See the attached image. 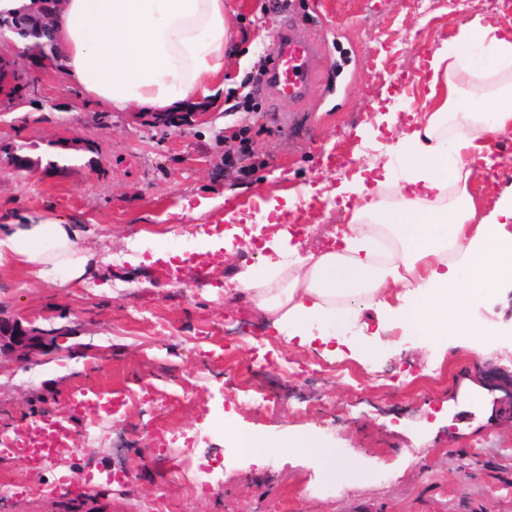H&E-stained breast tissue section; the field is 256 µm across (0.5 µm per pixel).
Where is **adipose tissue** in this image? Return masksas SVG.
<instances>
[{
	"label": "adipose tissue",
	"mask_w": 512,
	"mask_h": 512,
	"mask_svg": "<svg viewBox=\"0 0 512 512\" xmlns=\"http://www.w3.org/2000/svg\"><path fill=\"white\" fill-rule=\"evenodd\" d=\"M53 33L71 86L108 112H170L224 87V0H65ZM458 39L484 42L501 66L512 64V37L494 20L462 23ZM460 66L457 52L441 48L432 56L431 108L394 146L406 172L396 201L356 183L359 202L342 232L343 249L305 251L281 229L267 243L264 264L238 275L239 292L287 340L329 343L322 326L335 313L371 308L380 321H409L435 345L485 353L469 307L474 296L512 281V235L502 224L512 220V197L481 215V200L468 191L470 160L512 135V85L485 97L460 95L452 79ZM87 232L52 219L7 221L0 224V269L17 267L54 286L81 280Z\"/></svg>",
	"instance_id": "adipose-tissue-1"
}]
</instances>
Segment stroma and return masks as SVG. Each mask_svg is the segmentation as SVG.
Masks as SVG:
<instances>
[{"label": "stroma", "mask_w": 512, "mask_h": 512, "mask_svg": "<svg viewBox=\"0 0 512 512\" xmlns=\"http://www.w3.org/2000/svg\"><path fill=\"white\" fill-rule=\"evenodd\" d=\"M225 89L187 103L199 120L151 126L128 112L101 115L66 76L42 74L21 105L0 112V140L43 157L55 140L77 141L65 169L21 171L0 160V222L17 215L88 224L90 271L56 288L0 272V318L72 330L60 351L27 362L0 353V435L50 412L71 415L77 389L125 401L82 440L88 415L71 416L69 446L47 467L0 466L16 494L5 512H150L159 496L175 512H512V285L475 298L472 321L496 340L477 357L426 344L408 326L383 333L372 367L277 338L235 286L260 254L235 240L231 256L208 236L242 218L262 237L312 224L308 237L341 224L336 194L371 169L377 196L396 195L404 177L393 145L429 107V61L461 23L483 14L512 32V12L490 0H230ZM320 46L306 100L274 99L259 66L286 22ZM345 62L341 87L331 62ZM343 147L348 166L321 164ZM494 176L476 170L471 192L487 203L512 192V137L499 140ZM236 157L237 165L225 163ZM312 186L282 214L276 193ZM231 194L229 206L198 215L200 199ZM179 257L171 284L157 248ZM210 253V279L194 256ZM309 437L316 451L239 454L231 437ZM209 480L212 490L196 485Z\"/></svg>", "instance_id": "stroma-1"}]
</instances>
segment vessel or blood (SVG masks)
I'll list each match as a JSON object with an SVG mask.
<instances>
[{"label":"vessel or blood","mask_w":512,"mask_h":512,"mask_svg":"<svg viewBox=\"0 0 512 512\" xmlns=\"http://www.w3.org/2000/svg\"><path fill=\"white\" fill-rule=\"evenodd\" d=\"M317 51L316 44L304 38L295 26L278 30L268 48L266 74V83L276 98L297 103L307 97L314 75L312 60ZM68 430L64 419L31 422L13 453L28 467H38L40 461L55 452L60 435Z\"/></svg>","instance_id":"b4317fda"}]
</instances>
